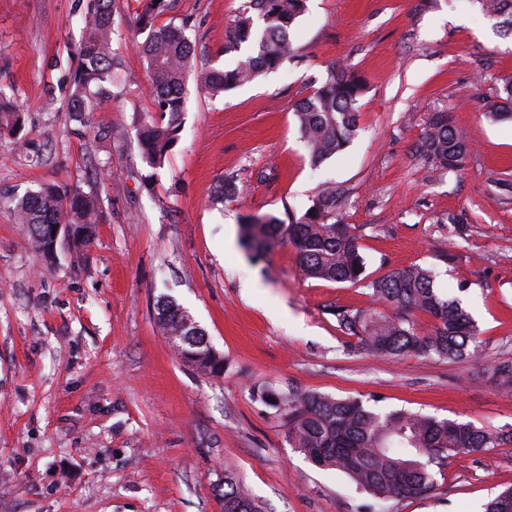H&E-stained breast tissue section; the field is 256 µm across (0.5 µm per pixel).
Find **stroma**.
<instances>
[{"instance_id":"stroma-1","label":"stroma","mask_w":512,"mask_h":512,"mask_svg":"<svg viewBox=\"0 0 512 512\" xmlns=\"http://www.w3.org/2000/svg\"><path fill=\"white\" fill-rule=\"evenodd\" d=\"M242 3L173 0L154 24L189 20L197 66L229 67ZM87 4L0 0V86L25 118L23 145L0 138V512H224L228 473L267 512H360L368 494L291 448L261 388L512 429V393L491 372L512 360V123L484 114L512 76V38L472 0H307L281 67L214 97L188 89L155 170L137 147L156 115L138 0L112 2L115 84L85 123L67 112ZM335 65L366 81L360 130L316 168L294 110ZM445 109L472 145L455 174L413 152ZM114 128L123 139L108 138ZM227 177L238 198L212 205ZM54 183L97 194L103 220L91 246L64 243L48 260L9 198ZM327 183L343 191L368 278L430 269L461 296L481 359L373 355L332 313L372 306L368 289L303 277L288 243L242 248L245 217H300ZM165 298L223 354L222 375L179 358L156 321ZM434 484L375 512H484L512 486V444L449 458Z\"/></svg>"}]
</instances>
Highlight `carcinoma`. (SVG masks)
Listing matches in <instances>:
<instances>
[{"instance_id": "obj_1", "label": "carcinoma", "mask_w": 512, "mask_h": 512, "mask_svg": "<svg viewBox=\"0 0 512 512\" xmlns=\"http://www.w3.org/2000/svg\"><path fill=\"white\" fill-rule=\"evenodd\" d=\"M481 13L512 36V0H475ZM169 8V0H142L136 20L148 31L139 49L154 86L157 116L140 126L138 143L145 163L164 166L176 140L184 109L187 77L196 71L198 87L218 95L279 66L293 50L291 32L307 9V0H245L230 27V49L243 43L250 53L232 69H195L194 48L186 25L154 27L156 15ZM79 66L70 86L71 111L80 116L96 103V94L112 83L119 58L112 49V0H90L82 38L77 47ZM364 79L347 68L331 69L327 79L302 98L294 115L310 161L319 166L341 154L358 131L359 101ZM498 122H512V79L504 82L498 101L486 108ZM22 117L0 87V137L17 133ZM424 162L445 173L461 171L469 144L453 124L450 113H433L414 146ZM237 184L224 179L215 190L214 203L236 196ZM342 192L334 185L322 188L311 207L298 219L285 223L269 215L249 216L241 227V245L248 251L266 252L291 243L303 275L335 283L363 284L382 308L338 309L337 327L377 356L404 358L431 356L462 361L480 356L476 325L458 298H450L434 285L432 271L421 266L394 268L384 276L366 281L360 245L340 211ZM14 216L27 226L33 249L47 255L45 230L51 224L74 228L71 246L92 244L96 224L103 214L98 197L79 184H48L27 193L15 205ZM392 313H386V309ZM430 315L433 329L421 334L410 321L415 312ZM157 323L174 337L180 359L202 371L224 373V355L208 345L205 333L189 314L172 301L162 303ZM493 376L512 391V361L492 366ZM261 397L284 406L291 447L318 467L335 469L348 476L372 498H415L434 489L431 467H442L451 456L470 454L512 443V432L470 422L437 419L419 412L381 413L357 398L334 397L295 389L283 398L271 391ZM224 512H262L240 481L224 476ZM486 512H512V489L497 494Z\"/></svg>"}]
</instances>
